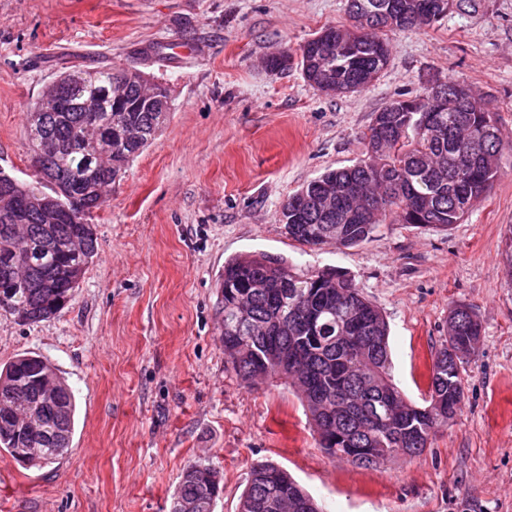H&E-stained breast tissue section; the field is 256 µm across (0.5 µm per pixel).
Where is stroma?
Returning a JSON list of instances; mask_svg holds the SVG:
<instances>
[{"label": "stroma", "mask_w": 512, "mask_h": 512, "mask_svg": "<svg viewBox=\"0 0 512 512\" xmlns=\"http://www.w3.org/2000/svg\"><path fill=\"white\" fill-rule=\"evenodd\" d=\"M347 0H0V169L27 180L25 114L74 64L137 68L166 83L170 118L113 185L92 228L98 254L70 303L25 324L0 310V365L48 359L79 408L72 448L25 467L0 452V512H168L185 467L224 476L214 512H238L252 466L286 470L325 512H512V0H477L440 22L390 31L388 67L327 95L297 51ZM489 98L508 149L497 179L451 230L383 224L352 247L289 238L278 213L326 169L353 164L359 135L433 79ZM263 252L294 271L333 267L389 325L393 381L423 403L451 307L482 323L461 371L462 408L415 457L362 467L327 456L294 389L244 386L217 335L228 258Z\"/></svg>", "instance_id": "stroma-1"}]
</instances>
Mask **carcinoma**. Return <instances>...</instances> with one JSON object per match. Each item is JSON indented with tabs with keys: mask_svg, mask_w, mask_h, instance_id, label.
I'll return each instance as SVG.
<instances>
[{
	"mask_svg": "<svg viewBox=\"0 0 512 512\" xmlns=\"http://www.w3.org/2000/svg\"><path fill=\"white\" fill-rule=\"evenodd\" d=\"M395 11L385 14L389 3ZM445 0H347L350 26L328 25L325 43L308 40L298 65L318 88L325 80L362 90L368 76L384 71L390 50L384 32L430 26L442 19ZM67 92L46 111L32 108L25 133L35 167L34 179L20 181L0 171V208L13 203L24 227L14 238L0 235V310L28 324L47 320L72 299L97 254L93 213L106 202L104 189L125 173L142 149L114 145L111 136L131 129L150 143L169 113L144 109L114 111L120 89L134 102L143 90L170 98L163 82L152 83L139 69L75 68L65 72ZM398 99L377 112L360 135L364 156L331 169L288 197L278 221L288 236L317 247L329 239L348 247L370 238L380 224L448 230L483 196L498 176V156L512 145L500 136L479 153L449 149L459 125L480 131L497 122L494 112H472L447 101L434 112L442 135L422 126L421 112H404ZM65 184L59 196L84 222L49 223L38 204L47 187L42 173ZM219 339L224 359L247 386L270 379L291 385L308 411L319 445L332 458L376 466L400 453L421 454L432 433L454 420L464 394L463 365L482 335L476 311L459 303L431 366L429 399L409 401L392 379L389 327L382 312L366 300L353 280L332 267L310 274L293 271L288 260L250 253L224 262L220 275ZM458 354L448 362V354ZM76 399L44 357L25 353L0 368V451L35 466L67 454L75 430ZM189 464L172 495L169 512H213L224 490L222 474L195 475ZM320 512L315 499L271 462L252 467L238 512Z\"/></svg>",
	"mask_w": 512,
	"mask_h": 512,
	"instance_id": "obj_1",
	"label": "carcinoma"
}]
</instances>
